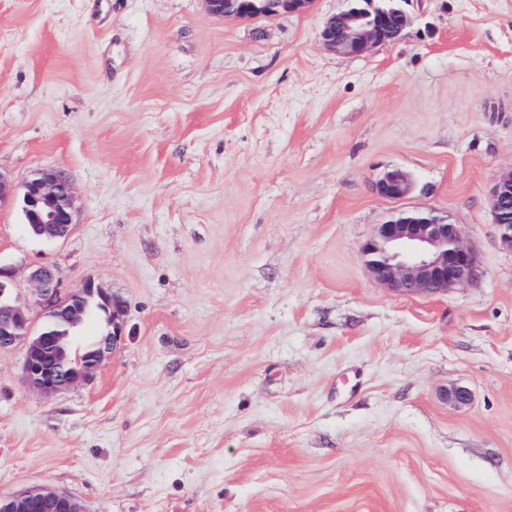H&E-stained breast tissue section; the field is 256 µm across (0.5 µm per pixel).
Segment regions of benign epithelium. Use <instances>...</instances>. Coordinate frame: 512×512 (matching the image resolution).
I'll use <instances>...</instances> for the list:
<instances>
[{
  "mask_svg": "<svg viewBox=\"0 0 512 512\" xmlns=\"http://www.w3.org/2000/svg\"><path fill=\"white\" fill-rule=\"evenodd\" d=\"M209 11L224 17L274 16L281 12H303L312 0H247L232 8L231 0H206ZM382 0H368L364 11L343 10L329 19L320 32L323 45L346 55H363L396 41L409 22L401 14L399 31L383 27ZM383 198L401 201L413 190L403 171L385 172L375 184ZM22 209L35 232L48 241L64 240L73 227V190L64 173L45 170L24 185ZM493 224L500 245L512 251V224L502 215L512 210V168L502 172L491 191ZM374 282L401 295L439 294L462 287L478 278L477 257L464 240L460 225L433 208L400 209L376 226L361 246ZM12 269L0 265V351L24 346L21 379L44 398L54 397L92 376L107 357L116 353L126 335L123 306L92 279L64 291L54 271L39 267L30 274L35 284L33 304L44 316L65 327L59 334L33 329L30 305L12 298ZM99 300L109 314V329L97 338L93 349L75 362L68 357L70 332L91 320L90 304ZM448 405L462 409L472 401L471 391L452 385L445 391ZM0 512H85L71 494L49 484L24 487L0 495Z\"/></svg>",
  "mask_w": 512,
  "mask_h": 512,
  "instance_id": "7a95c632",
  "label": "benign epithelium"
}]
</instances>
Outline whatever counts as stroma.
Wrapping results in <instances>:
<instances>
[{"label": "stroma", "mask_w": 512, "mask_h": 512, "mask_svg": "<svg viewBox=\"0 0 512 512\" xmlns=\"http://www.w3.org/2000/svg\"><path fill=\"white\" fill-rule=\"evenodd\" d=\"M347 0L225 18L205 0H0V174L73 187V230L0 207L13 295L51 268L124 306L93 376L46 399L0 351V495L86 512H512V0H405L401 38L325 49ZM414 182L395 203L375 183ZM448 213L480 274L373 282L396 207ZM469 407H448V385ZM376 192L383 198L401 201L413 190L411 178L403 171L394 169L385 172L375 184ZM493 224L500 245L512 251V224L501 221L503 213L512 210V168L503 171L491 191ZM0 511L85 512L77 498L49 484L31 485L8 495H0Z\"/></svg>", "instance_id": "1"}]
</instances>
